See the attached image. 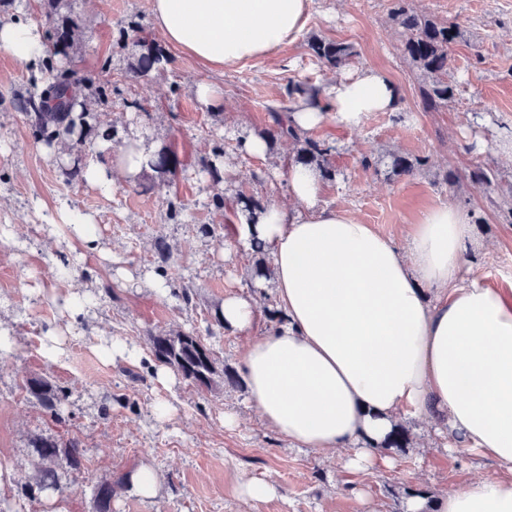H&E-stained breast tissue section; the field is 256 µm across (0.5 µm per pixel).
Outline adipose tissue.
<instances>
[{"instance_id":"obj_1","label":"adipose tissue","mask_w":512,"mask_h":512,"mask_svg":"<svg viewBox=\"0 0 512 512\" xmlns=\"http://www.w3.org/2000/svg\"><path fill=\"white\" fill-rule=\"evenodd\" d=\"M310 9L311 0H152L166 45L223 66L292 42ZM0 52L38 65L44 33L21 19L0 23ZM398 108L394 85L368 70L337 80L327 104L299 102L291 119L305 131L329 120L354 128L368 113ZM97 149L86 179L107 196L153 154L134 134L119 149L106 140ZM288 191L293 206L270 203L253 218L238 213L235 224L236 243L268 247L279 322L259 330L251 297L230 294L221 307L225 329L251 338L242 366L265 426L294 448L346 450V467L368 473L398 418L426 422L500 474L413 500L408 512H512V299L479 277L459 280L469 211L437 206L395 239L319 204L311 168L290 166Z\"/></svg>"}]
</instances>
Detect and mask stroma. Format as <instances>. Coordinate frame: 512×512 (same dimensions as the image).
<instances>
[{"mask_svg": "<svg viewBox=\"0 0 512 512\" xmlns=\"http://www.w3.org/2000/svg\"><path fill=\"white\" fill-rule=\"evenodd\" d=\"M411 5L460 30L449 47L454 97L436 112L422 109V77L403 53L390 0H313L305 28L273 56L212 67L172 48L167 70L144 78L132 74L137 45L161 41L152 0H64V10L80 15L83 25L70 57L56 59V66L100 74L110 90L108 122L168 147L177 159L168 186L158 187L156 174L147 172L119 183L109 196L67 180L56 157L34 142L18 108L33 70L0 53V224L13 227L11 239L0 238V326L13 337L12 350L0 354V504L10 502L17 482L32 472L31 438L49 433L79 437L91 462L70 475L66 493L23 502L21 512H89L91 488L102 480L112 483V512H407L417 492L435 494L497 474L491 461L444 448L414 420L406 423L410 448L385 449L390 466L350 471L338 459L289 447L263 425L241 370L248 337L227 330L210 337L218 367L236 379L213 389L181 379L168 389L158 384L147 342L151 333L205 331L225 295L252 292V252L231 245L236 195L288 204L287 170L296 146L285 140L257 159L242 154L237 139L270 126L269 109L286 98L289 85L324 91L336 78L364 69L389 80L401 105L368 113L355 128L327 123L310 130L330 146L336 170L335 179L322 182V204L344 208L392 237L440 204L463 206L474 229L461 281L476 275L512 295V0ZM319 39L351 45L353 62L339 69L317 64L310 44ZM202 81L220 87L219 104L198 101L194 88ZM140 104L149 117L138 114ZM216 146L231 164L223 173L220 208L199 167ZM392 154L424 165L410 177L393 175L386 161ZM366 155L378 165L365 166ZM477 163L491 171V185L468 180ZM258 170L265 171L263 180L252 179ZM64 207L98 225L95 249L73 243L64 224L47 227L48 217ZM201 224L214 225L215 236L199 235ZM67 250L73 264L60 278L51 256ZM184 279L196 290L188 306L173 293ZM158 281L165 294L155 292ZM64 294L88 300L81 319L63 307ZM53 331L61 352L50 359L44 348ZM116 336L136 347L137 361L104 355ZM26 377H46L71 390L65 425L20 396L18 384ZM162 399L174 406L163 421L155 415ZM228 413L236 415V426H225ZM144 464L160 479L151 499L126 484ZM250 477L274 480L278 495L244 501L241 484Z\"/></svg>", "mask_w": 512, "mask_h": 512, "instance_id": "obj_1", "label": "stroma"}]
</instances>
